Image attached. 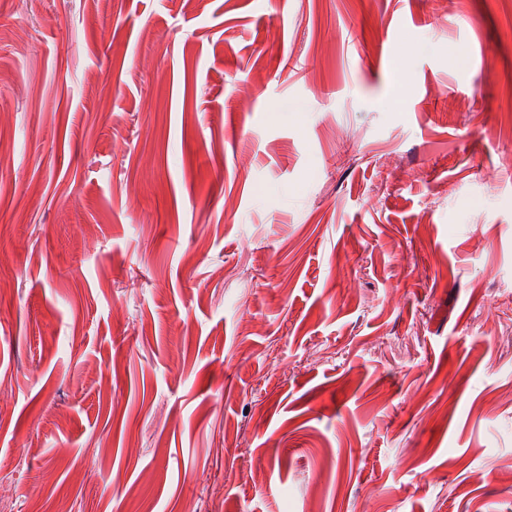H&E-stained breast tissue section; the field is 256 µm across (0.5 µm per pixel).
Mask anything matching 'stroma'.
Masks as SVG:
<instances>
[{
	"label": "stroma",
	"mask_w": 512,
	"mask_h": 512,
	"mask_svg": "<svg viewBox=\"0 0 512 512\" xmlns=\"http://www.w3.org/2000/svg\"><path fill=\"white\" fill-rule=\"evenodd\" d=\"M506 0H0V512H512Z\"/></svg>",
	"instance_id": "35a3bbf8"
}]
</instances>
